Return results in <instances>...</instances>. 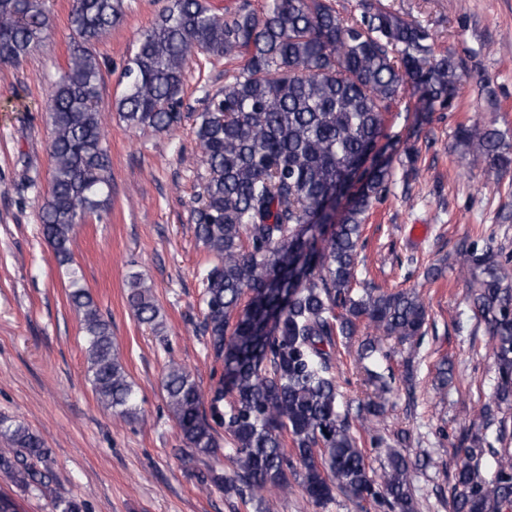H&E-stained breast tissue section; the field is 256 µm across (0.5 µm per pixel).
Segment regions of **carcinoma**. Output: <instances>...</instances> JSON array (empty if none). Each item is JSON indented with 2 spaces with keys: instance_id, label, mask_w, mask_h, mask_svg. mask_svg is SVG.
I'll return each mask as SVG.
<instances>
[{
  "instance_id": "1",
  "label": "carcinoma",
  "mask_w": 512,
  "mask_h": 512,
  "mask_svg": "<svg viewBox=\"0 0 512 512\" xmlns=\"http://www.w3.org/2000/svg\"><path fill=\"white\" fill-rule=\"evenodd\" d=\"M360 18H341L327 0H265L220 16L202 0H168L144 29L121 75L116 110L132 129L170 131L182 123L183 86L192 57H245L237 74L196 114L205 168L192 209L195 235L215 261L201 272L200 326L224 377L210 405L192 374L170 362L163 389L183 451L210 457L232 445L229 476L210 467L204 486L265 502L298 481L325 509L340 491L358 507L416 512L412 471L396 434L380 474L369 467L362 439L383 443L384 404L371 396L343 401L336 380L338 346L354 355L378 390L395 373L382 337L411 343L425 333L427 309L412 288L374 280L357 290L364 266L365 223L388 192L392 160L377 162L339 218L333 203L350 174L386 137L385 114L412 84L427 116L457 96L466 64L433 50L431 34L383 7L360 3ZM124 17L122 0H73L66 69L51 84L50 189L41 208L42 234L68 271L70 304L82 313L87 373L101 404L134 419L140 408L105 320L73 267L74 227L99 216L112 195V165L99 119L103 88L96 52ZM50 28L46 0H0V64H17ZM455 147L488 169L512 168V142L495 123L462 124ZM467 276L470 306L485 326L496 387L480 407L483 432L461 437L453 512H512V254L480 237L455 253ZM127 302L137 320L159 326L151 287L138 276ZM246 305H241L243 298ZM369 333L353 346L361 329ZM229 399L221 413L218 403ZM495 430L489 437L488 431ZM0 472L50 499L52 512H86L82 500L56 493L42 439L21 422L0 418ZM493 474L480 472L485 456Z\"/></svg>"
}]
</instances>
